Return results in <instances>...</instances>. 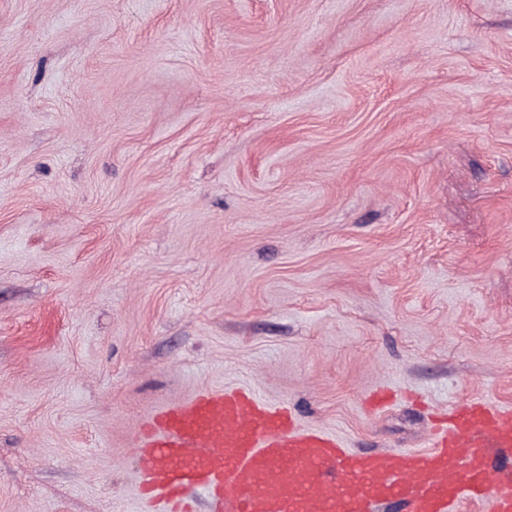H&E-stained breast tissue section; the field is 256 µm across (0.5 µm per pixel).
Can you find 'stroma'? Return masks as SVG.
Masks as SVG:
<instances>
[{"label":"stroma","mask_w":512,"mask_h":512,"mask_svg":"<svg viewBox=\"0 0 512 512\" xmlns=\"http://www.w3.org/2000/svg\"><path fill=\"white\" fill-rule=\"evenodd\" d=\"M225 389L512 407V0H0V512H159L138 428Z\"/></svg>","instance_id":"35a3bbf8"}]
</instances>
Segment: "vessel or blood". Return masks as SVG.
<instances>
[{"label":"vessel or blood","instance_id":"1","mask_svg":"<svg viewBox=\"0 0 512 512\" xmlns=\"http://www.w3.org/2000/svg\"><path fill=\"white\" fill-rule=\"evenodd\" d=\"M512 449V410L474 400L449 411L428 448L354 451L291 410L245 390L203 392L159 412L133 443L141 495L193 512H376L388 500L407 512H512V469L494 464Z\"/></svg>","mask_w":512,"mask_h":512}]
</instances>
